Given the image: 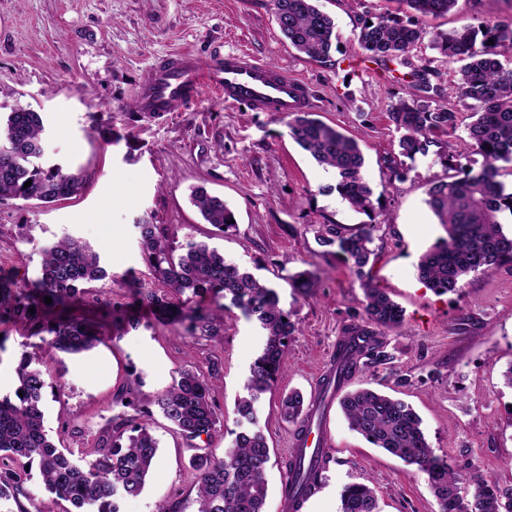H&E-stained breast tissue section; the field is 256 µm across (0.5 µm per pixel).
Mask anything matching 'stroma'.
Here are the masks:
<instances>
[{"label":"stroma","instance_id":"1","mask_svg":"<svg viewBox=\"0 0 512 512\" xmlns=\"http://www.w3.org/2000/svg\"><path fill=\"white\" fill-rule=\"evenodd\" d=\"M318 6L339 34L327 63L289 45L271 0H0V109L21 104L40 112L46 159L86 177L76 199L47 206L0 201V271L26 289L37 276L41 248L76 238L92 246L109 273L90 285L79 315L122 316L132 288L167 292L142 258L137 224L146 220L165 228L174 250L191 240L207 242L275 288L295 331L286 368L256 409L271 455L265 510L283 512L294 428L283 420L280 401L292 391L316 401L344 327L363 312L355 274L340 257L319 256L313 229L336 224L351 233L373 224L375 258L367 271L403 308L404 321L383 338L389 363L357 374L351 387L363 384L405 400L436 454L461 472L475 467L512 485V388L503 378L512 367V265L473 274L455 293H438L418 275L420 256L446 235L426 203L430 182L451 176L453 167L483 163L461 145L469 113L461 111V126L448 138L452 167L431 151L405 160L402 179H395L386 165L399 152L389 110L406 90L382 65L367 61L358 41L361 20L392 4L318 0ZM242 49L302 77L317 118L358 140L372 213L341 197L333 170L297 146L284 120L225 105L213 82L199 99L162 118L131 110L134 90L156 59L182 50ZM198 186L223 198L235 229L222 235L204 223L190 201ZM303 270L316 272L314 287H297L293 276ZM207 306L220 309L212 300ZM223 312L220 343L144 313L137 326L124 327L93 352L48 362L61 390L44 399V427L76 457H92L112 416L121 413L116 392L153 413L158 457L142 493L123 501L121 512H156L159 504L195 496L194 450L152 410L155 395L181 369L206 376L220 417L212 445L230 444L237 400L265 338L238 309ZM0 334L6 338L3 396L16 388L20 353L47 350L50 337L33 335L20 320L0 325ZM320 427L330 463L301 512H339L341 492L351 483L374 488L379 512H440L426 475L352 430L338 405Z\"/></svg>","mask_w":512,"mask_h":512}]
</instances>
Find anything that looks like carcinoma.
<instances>
[{
    "instance_id": "cac0c4a2",
    "label": "carcinoma",
    "mask_w": 512,
    "mask_h": 512,
    "mask_svg": "<svg viewBox=\"0 0 512 512\" xmlns=\"http://www.w3.org/2000/svg\"><path fill=\"white\" fill-rule=\"evenodd\" d=\"M317 0H272L282 35L298 52L322 61L336 47L333 18L316 6ZM402 13L385 12L363 21L359 42L367 58L408 88V97L391 107L390 120L400 133V158L387 164L400 174L402 158L412 159L440 144L437 137L457 129L459 112L444 101L442 88L433 83L438 72L415 59L412 51L430 36V47L443 58L460 64L457 98L470 111L464 145L480 153L481 170H459L446 181L433 182L427 205L443 224L448 238L429 248L420 258V278L432 289L455 292L475 272H493L512 263V234L503 231L499 215H512V191L499 180L512 175V61L500 60L502 50H512V21L494 11L478 26L464 24L448 31L429 33L428 18L449 13L458 0H397ZM494 44H489L488 40ZM289 136L317 163L336 173V190L354 208L373 209V191L362 175L364 157L357 139L313 117L310 112H290ZM44 122L40 113L18 105L0 115V201L5 198L51 203L80 195L84 174L44 159ZM31 186L24 187L26 182ZM192 201L205 222L226 234L236 227L234 214L224 200L196 189ZM142 253L153 275L170 289L177 302L149 288L132 291V307L154 311L175 323H188L192 336L224 339L221 316L202 305L208 295L220 296L258 325L265 336L261 352L250 366L246 395L237 403L239 430L222 453L197 442L211 439L220 418L205 376L194 370L179 379L153 403L189 445L196 450L190 464L195 472L193 512H264L268 492L266 472L270 448L256 422L255 403L270 391L286 363L288 336L295 330L290 315L279 306L273 288L261 283L203 241H190L176 256L158 224H140ZM373 226L346 234L336 224H320L314 240L330 255L339 254L357 275L364 295L363 314L346 325L336 349V365L329 370L322 390L390 360L380 339L381 330L403 323V309L365 274L374 250ZM108 277L100 256L75 239L57 241L41 250L35 280L27 291L14 294V280L0 274V324L21 320L33 334L52 336L48 356L89 352L102 343L101 333L88 322L64 314L78 304L85 286ZM52 303L44 302V297ZM36 312L31 313L29 309ZM41 356L22 352L15 368L18 386L14 397L0 396V502L17 499L29 468L37 467L41 484L68 502V512H120V502L143 491L158 455L151 428V414H117L109 433L98 444L95 456L77 462L69 448L59 447L44 428L42 403L46 389L54 388L43 370ZM351 428L374 446L385 450L426 474L440 512H462L464 502L476 504L475 512H512V485H501L479 476L473 478L471 496H464L463 475L446 456L431 448L421 420L406 402L367 387L350 390L338 400ZM281 414L304 432L309 412L304 397L291 393L281 401ZM329 458L303 463L299 451L290 454L285 467L288 480L282 494L288 512H298L299 498L318 486ZM374 490L364 483L347 485L341 493L340 512H377Z\"/></svg>"
}]
</instances>
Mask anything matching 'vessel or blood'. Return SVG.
Listing matches in <instances>:
<instances>
[{"label":"vessel or blood","instance_id":"vessel-or-blood-1","mask_svg":"<svg viewBox=\"0 0 512 512\" xmlns=\"http://www.w3.org/2000/svg\"><path fill=\"white\" fill-rule=\"evenodd\" d=\"M209 78L230 106L284 117L311 105L310 88L300 77L239 50L209 61L189 52L160 59L135 91L137 109L161 115L177 111L200 96Z\"/></svg>","mask_w":512,"mask_h":512}]
</instances>
